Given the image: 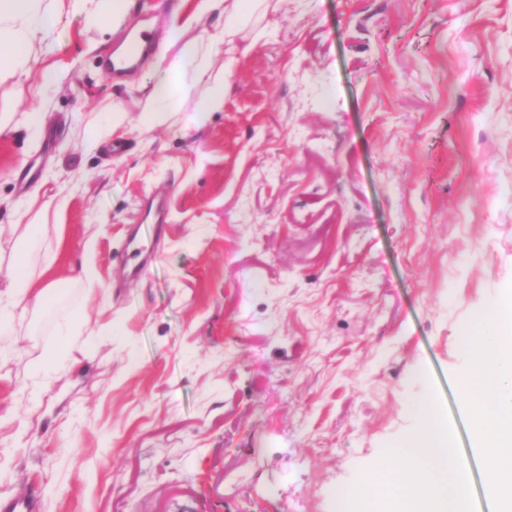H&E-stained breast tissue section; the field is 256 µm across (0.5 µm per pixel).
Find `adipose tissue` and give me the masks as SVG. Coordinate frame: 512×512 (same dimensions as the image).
Instances as JSON below:
<instances>
[{"instance_id":"adipose-tissue-1","label":"adipose tissue","mask_w":512,"mask_h":512,"mask_svg":"<svg viewBox=\"0 0 512 512\" xmlns=\"http://www.w3.org/2000/svg\"><path fill=\"white\" fill-rule=\"evenodd\" d=\"M219 1L224 4L223 41L208 47L196 39L181 41L165 78L154 87L148 111L152 123L166 122L177 110L185 69L232 42L236 24L252 8V0H200L199 8L207 10ZM56 23L54 14L40 11L37 0H0V80L26 75L33 43L47 41ZM43 235L40 224L0 225V239L9 238L15 251L14 290L0 306L1 336L10 333L14 309H48L61 298L56 284L31 288L30 256ZM462 346L467 361L458 383L473 417L475 444L496 451L489 494L496 512H512V294L465 326ZM411 410L420 422L415 434L364 470L355 485L337 488L336 512H379L373 489L381 482L397 492L394 512H468L467 481L432 398L417 396Z\"/></svg>"}]
</instances>
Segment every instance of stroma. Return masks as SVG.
I'll return each instance as SVG.
<instances>
[{
	"label": "stroma",
	"mask_w": 512,
	"mask_h": 512,
	"mask_svg": "<svg viewBox=\"0 0 512 512\" xmlns=\"http://www.w3.org/2000/svg\"><path fill=\"white\" fill-rule=\"evenodd\" d=\"M198 5L130 0L103 26L40 0L54 33L0 82V110L45 115L0 133V225H46L31 273L65 289L0 335V502L334 512L336 487L415 432L422 393L473 461L458 337L512 292V0H268L223 108L190 121L218 53L149 123L171 26L224 33ZM134 29L152 48L108 81ZM134 231L151 262L132 277Z\"/></svg>",
	"instance_id": "35a3bbf8"
}]
</instances>
